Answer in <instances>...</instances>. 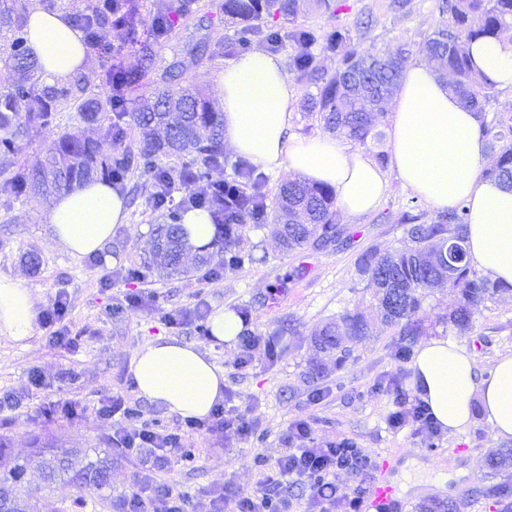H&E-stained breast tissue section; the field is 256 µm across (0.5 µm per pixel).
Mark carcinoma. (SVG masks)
<instances>
[{"label":"carcinoma","instance_id":"1","mask_svg":"<svg viewBox=\"0 0 512 512\" xmlns=\"http://www.w3.org/2000/svg\"><path fill=\"white\" fill-rule=\"evenodd\" d=\"M296 2L224 0V14L243 23L227 43V54L250 49L255 37L273 49L289 47L297 79L310 87L301 99V112L317 116L337 137L365 146L379 136L376 125L398 89L410 56L417 52L438 63L439 78H448L451 90L465 107L481 118L485 138L481 177L512 188V116L495 113L499 89L476 69L470 54L473 41L484 36L512 43V0H438L440 20L417 51L400 43L379 54L362 50L348 27L317 32L296 24ZM190 3L179 0L171 12L151 20L153 35L160 38L174 29L190 10ZM283 16L290 24L286 32L269 24V20ZM116 22L132 32L144 24L135 11L118 6L113 12L79 16L72 25L92 41L99 28ZM2 30L10 33L12 65L0 81V162L12 168V173L0 182V197L34 200L94 179H104L123 190L135 171L151 177L161 222L154 228L151 257L140 268H128V277L188 273L184 258L192 246L184 236L182 220L191 210L207 212L215 228L209 246L196 253V269L209 277L219 276L226 266L255 261L253 254L240 248L243 233L251 225L272 227L287 251L310 243L325 245L341 235L330 186L290 178L271 196L268 176L246 157L238 156L231 162L224 156V113L198 88L173 89L170 83L178 78L175 68L166 71L164 85L143 95L139 111H127L124 90L153 64L148 42L133 40L139 45V64L135 67L81 73L65 82L47 84L23 36L20 13L5 0L0 3ZM317 46L338 57L334 74L327 75L319 65L314 53ZM97 80L110 88L102 99L91 93ZM71 110L75 111L74 120L96 126L101 137L114 144V150L105 153L98 141L66 132L46 148L37 163L18 162L23 150L21 136L50 125L59 114ZM129 126L139 131V145L134 149L124 146ZM170 155L189 156L192 165L167 169L161 158ZM226 165L232 170L230 179L213 180V171ZM174 183L186 189L176 205L169 203L168 194ZM469 215L470 208L463 200L430 224L424 221V213L406 212L401 223L409 225L407 234L415 246L391 252L373 248L358 260L359 272L375 290L381 322L398 327L395 356L401 361L410 358L416 337L421 335L418 312L428 290L446 285L459 291L461 302L449 321L461 331L471 327L474 306L512 290L475 269L468 259L465 239ZM372 329L373 321L365 315L347 314L316 333L314 348L336 351V362L341 363L348 355L346 341L366 336ZM113 464L107 451L92 460L80 448L42 446L20 460L0 448V498L8 502L10 512H68L51 496L53 485L66 482L76 490V502L93 490L106 507L124 512L125 496L114 501L110 493ZM484 464L495 472L511 469L512 448L488 456ZM31 468L41 473L42 484L33 486L26 480Z\"/></svg>","mask_w":512,"mask_h":512}]
</instances>
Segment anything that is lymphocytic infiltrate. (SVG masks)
Wrapping results in <instances>:
<instances>
[{
  "label": "lymphocytic infiltrate",
  "instance_id": "obj_1",
  "mask_svg": "<svg viewBox=\"0 0 512 512\" xmlns=\"http://www.w3.org/2000/svg\"><path fill=\"white\" fill-rule=\"evenodd\" d=\"M181 431L187 436L221 433L242 438L250 431V421L247 413H233L219 405L206 417L186 418ZM311 435L309 422L290 426L287 446L274 468H267L262 455H254L255 485L250 494L237 499V512H288L287 499L275 497L272 490L299 484L308 489L307 502L318 506L319 512H358L359 498L343 492L336 477L370 467V457L360 448L345 447L340 441L326 445L313 443ZM112 443L147 457L144 471L128 496V512H224L227 496L223 488L194 500L172 487H155L156 471L178 450L174 434L160 433L148 426L138 429L119 426L113 433Z\"/></svg>",
  "mask_w": 512,
  "mask_h": 512
}]
</instances>
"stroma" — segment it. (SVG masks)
I'll list each match as a JSON object with an SVG mask.
<instances>
[{
  "label": "stroma",
  "mask_w": 512,
  "mask_h": 512,
  "mask_svg": "<svg viewBox=\"0 0 512 512\" xmlns=\"http://www.w3.org/2000/svg\"><path fill=\"white\" fill-rule=\"evenodd\" d=\"M348 8L334 18L300 10L295 21L316 30L336 23H351L361 12L369 13L370 26L357 32L361 47L371 52L395 48L405 42L418 47L439 20L436 0H411L409 7L394 10L391 0H347ZM224 14V0H195L191 13L163 38L153 39L155 65L145 80L161 81L168 65H176L181 85L192 84L213 99H220L218 78L226 57L224 45L237 29ZM209 52L199 56L197 43ZM387 189L378 207L360 218L344 219L347 236L325 247L309 246L284 252L268 228L248 227L241 246L253 252L254 263L225 267L217 278L194 274L132 279L127 270L147 259L153 245L152 228L160 213L152 206L154 188L149 179L134 173L138 198L129 207V220L118 225L102 252L73 257L50 239L47 213L50 200L30 202L0 197V275L21 278L36 298L37 310L52 308L58 294H66L69 307L63 321L69 347L56 345L42 327H35L27 346L0 340V447L15 457L27 456L39 443L66 448L112 449L118 462L112 469V493H127L142 468L140 457L112 447L114 425L149 424L175 430L181 418L139 396L129 366L135 353L158 336L195 344L224 369L225 407L250 408L255 420L249 437L225 440L223 434L194 437L188 446L194 456L174 463L162 479L194 496L228 485L230 499L250 494L255 483L254 453L275 463L285 448L289 425L308 421L321 443L352 439L373 466L338 475V484L349 492L367 496L376 481L403 482L407 461L428 465L432 479L405 487L408 512H419L430 500L453 501L458 512H512L505 504L483 496V488L503 480L484 465L490 452L501 448L485 421L476 412L466 432L417 431L415 423L401 428L388 422L393 410L391 388L414 401L410 362L394 356L395 330L376 325L372 335L348 341L350 357L337 365L332 352H315L314 331L346 313L372 315L373 292L357 270V259L369 247L397 250L411 247L405 225L399 224L413 196L394 169L386 171ZM458 291L439 288L424 299L420 318L425 337L445 336L474 351L482 372L495 360L512 353V297L494 296L473 313V328L459 333L448 320L457 306ZM201 307L205 314L220 308L245 309L249 331L276 339V355L257 348L247 367H239V345H225L200 335L193 324L174 325L171 315ZM295 334H288L287 326ZM317 361L322 372L310 378L309 363ZM41 374L42 387L31 383ZM123 396L137 417L100 415L110 396ZM77 400L81 409L73 418L53 410L54 402ZM464 495H456V488Z\"/></svg>",
  "instance_id": "stroma-1"
}]
</instances>
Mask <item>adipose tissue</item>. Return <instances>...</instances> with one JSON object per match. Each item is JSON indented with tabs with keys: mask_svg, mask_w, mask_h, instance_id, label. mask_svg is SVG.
Segmentation results:
<instances>
[{
	"mask_svg": "<svg viewBox=\"0 0 512 512\" xmlns=\"http://www.w3.org/2000/svg\"><path fill=\"white\" fill-rule=\"evenodd\" d=\"M28 37L46 79L63 80L84 67L81 32L66 12H28ZM477 68L498 88L512 91V45L495 38L474 42ZM219 84L224 144L259 170H288L336 193L340 211L360 217L376 209L387 182L370 157L330 137L292 135L295 89L282 60L262 50L230 59ZM390 163L399 179L438 211L459 200L470 205L468 252L493 279L512 285V189L481 178L484 141L477 115L465 108L432 64L407 65L392 101ZM47 220L55 241L73 256L100 252L117 225L126 223L124 197L94 181L54 197ZM35 298L22 281L0 276V338L26 345L34 333ZM420 397L443 430L458 433L481 406L495 439H512V353L481 374L475 355L448 338L419 346L412 364ZM140 396L181 417H206L224 399V370L195 345L159 338L130 364Z\"/></svg>",
	"mask_w": 512,
	"mask_h": 512,
	"instance_id": "ef3b65f1",
	"label": "adipose tissue"
}]
</instances>
